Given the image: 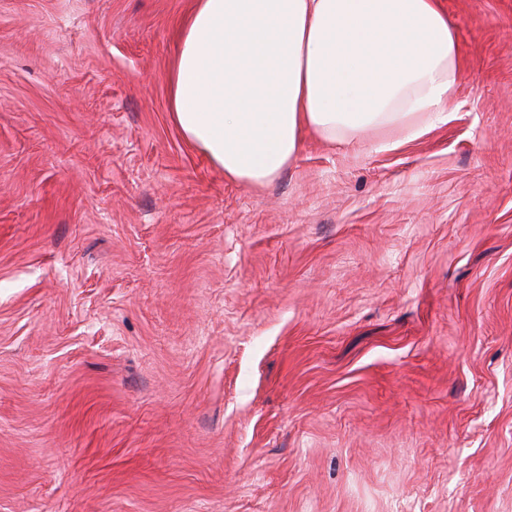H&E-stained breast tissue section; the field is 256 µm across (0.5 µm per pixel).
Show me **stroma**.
<instances>
[{
	"label": "stroma",
	"instance_id": "1",
	"mask_svg": "<svg viewBox=\"0 0 512 512\" xmlns=\"http://www.w3.org/2000/svg\"><path fill=\"white\" fill-rule=\"evenodd\" d=\"M192 4L0 0V512H512V0L264 186L170 117Z\"/></svg>",
	"mask_w": 512,
	"mask_h": 512
}]
</instances>
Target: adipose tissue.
<instances>
[{
	"label": "adipose tissue",
	"mask_w": 512,
	"mask_h": 512,
	"mask_svg": "<svg viewBox=\"0 0 512 512\" xmlns=\"http://www.w3.org/2000/svg\"><path fill=\"white\" fill-rule=\"evenodd\" d=\"M460 78L438 0H195L171 118L226 178L261 185L303 132L332 143L447 120Z\"/></svg>",
	"instance_id": "adipose-tissue-1"
}]
</instances>
